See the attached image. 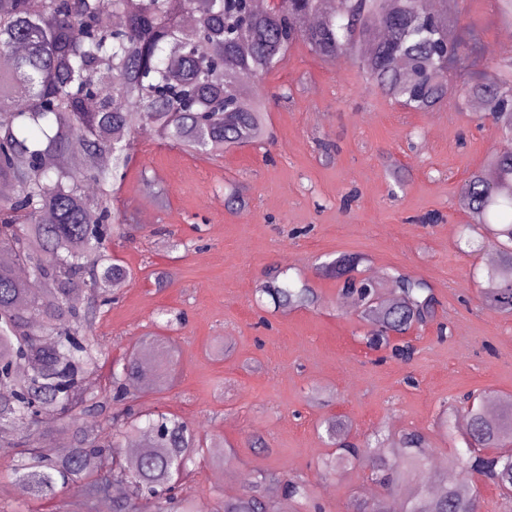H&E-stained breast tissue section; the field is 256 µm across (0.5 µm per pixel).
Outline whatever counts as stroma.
Here are the masks:
<instances>
[{
	"mask_svg": "<svg viewBox=\"0 0 512 512\" xmlns=\"http://www.w3.org/2000/svg\"><path fill=\"white\" fill-rule=\"evenodd\" d=\"M459 24L478 37L466 69L493 79L512 48L496 0H461ZM261 85L272 141L207 158L139 135L117 195L135 232L114 247L131 277L96 334L109 364L153 331L158 312L182 314L176 357L162 348L153 356L175 363L174 382L136 400L182 416L207 440L182 495L224 512L251 476L276 471L311 493L296 501L270 486L278 512H353L380 488L362 466L322 473L324 419L342 417L357 441L421 431L438 462L463 447L438 426L443 405L466 393L512 395V315L479 302L485 259L460 249L467 217L456 198L502 139L477 125L471 99L412 112L366 90L349 60L325 63L301 45ZM232 183L245 197L235 208L223 202ZM175 238L183 246L173 251ZM345 255L360 256L356 277L381 282L384 295L396 269L431 289L436 315L406 334L409 361L365 345L369 324L320 270ZM282 269L315 288L316 308L278 309L258 295ZM108 364L89 389L107 390ZM228 453L232 468L212 465ZM13 464L0 452V512H58V501L19 492Z\"/></svg>",
	"mask_w": 512,
	"mask_h": 512,
	"instance_id": "35a3bbf8",
	"label": "stroma"
}]
</instances>
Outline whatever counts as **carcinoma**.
I'll use <instances>...</instances> for the list:
<instances>
[{
  "label": "carcinoma",
  "instance_id": "obj_1",
  "mask_svg": "<svg viewBox=\"0 0 512 512\" xmlns=\"http://www.w3.org/2000/svg\"><path fill=\"white\" fill-rule=\"evenodd\" d=\"M200 13L185 28L181 18ZM124 23L115 26L112 18ZM457 16L448 0L427 8L425 0H280L256 8L254 0H0V49L22 44L12 69L0 72V449L13 451L15 479L39 498L78 489L72 512H94L95 503L123 485L112 512H202L198 503L175 496L189 466L203 456L195 428L163 412L141 413L128 404L132 392L161 390L172 369L151 362L154 347L171 338L150 333L112 367L111 392L87 390L85 380L103 358L93 323L112 305V287L130 270L112 256V237L122 234L126 214L114 208L132 162L139 128L154 130L169 144L199 155L268 138L265 94L252 91L243 103L240 85L278 68L296 44L322 61L350 60L370 89L413 112H433L459 93L479 100L504 139L503 148L472 172L458 190L468 228L489 230L492 239L469 237V251L492 245L485 268L482 304L512 313V49L496 63L491 82L471 76L449 86L445 61L472 51L467 37H451ZM98 96L97 109L85 101ZM119 98L126 108L113 107ZM107 154L103 168L75 169V155ZM356 256L328 264L344 279L342 295L373 325L371 349L390 348L407 360L413 346L390 344L435 316L427 285L400 271L389 276L395 299L383 300L379 285L347 278ZM258 292L283 309L315 307L309 284L280 271ZM111 431L89 430L83 418L108 408ZM466 418L465 451L448 466L473 480L491 482L500 495L512 491V396L493 415L482 402L464 398L448 409V428ZM70 434L65 454L55 446L58 424ZM336 452L322 460L327 474L367 462L380 487L409 488L402 512H480L481 496L469 482L440 478L415 481L430 465L428 440L408 432L383 445L347 441L343 420L324 421ZM134 445L137 454L123 456ZM271 481L288 496L307 495L304 483L268 474L249 482L245 493L224 500V512H275L264 494ZM357 512H390L386 495L361 500Z\"/></svg>",
  "mask_w": 512,
  "mask_h": 512
}]
</instances>
